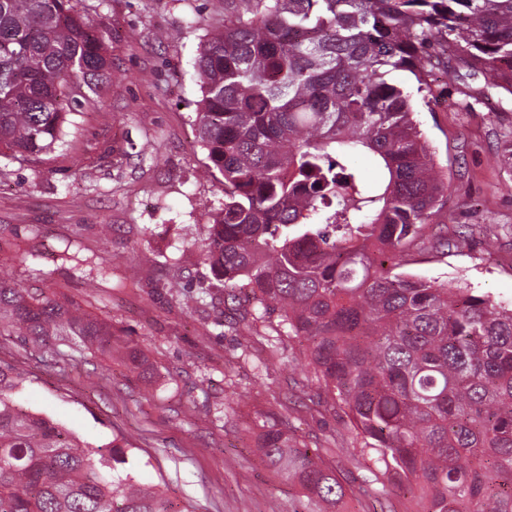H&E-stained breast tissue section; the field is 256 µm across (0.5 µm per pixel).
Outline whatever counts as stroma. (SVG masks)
Masks as SVG:
<instances>
[{
    "mask_svg": "<svg viewBox=\"0 0 512 512\" xmlns=\"http://www.w3.org/2000/svg\"><path fill=\"white\" fill-rule=\"evenodd\" d=\"M111 32L108 85L72 115L67 144L20 164L0 156V272L38 294L72 300L137 348L148 378L122 354L73 342L39 354L0 336V362L24 377L18 403L92 445L120 432L129 470L161 485L175 512H304L299 490L257 451L279 423L291 444L325 452L353 486L375 464L308 371L306 345L247 297L223 302L194 240L224 202L194 125L199 44L224 24V0H77ZM418 118L448 174L443 218L453 245L413 253L405 272L468 285L512 303V98L463 66L435 70ZM485 90L481 100L471 92ZM255 314L254 333L234 318ZM352 449L336 457L332 449Z\"/></svg>",
    "mask_w": 512,
    "mask_h": 512,
    "instance_id": "35a3bbf8",
    "label": "stroma"
}]
</instances>
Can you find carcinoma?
I'll return each mask as SVG.
<instances>
[{
    "label": "carcinoma",
    "instance_id": "obj_1",
    "mask_svg": "<svg viewBox=\"0 0 512 512\" xmlns=\"http://www.w3.org/2000/svg\"><path fill=\"white\" fill-rule=\"evenodd\" d=\"M107 31L73 0H0V151L17 162L63 143L109 78ZM464 64L512 96V0H224V27L193 59L197 141L224 205L197 245L224 300L250 289L306 343L334 395L415 512H512V304L400 272L450 247L447 178L394 83ZM366 155L381 172L370 185ZM32 348L71 338L112 355V327L0 275V332ZM0 364V512H171L126 469L124 435L92 446L15 400ZM317 512L353 489L271 427L258 447Z\"/></svg>",
    "mask_w": 512,
    "mask_h": 512
}]
</instances>
